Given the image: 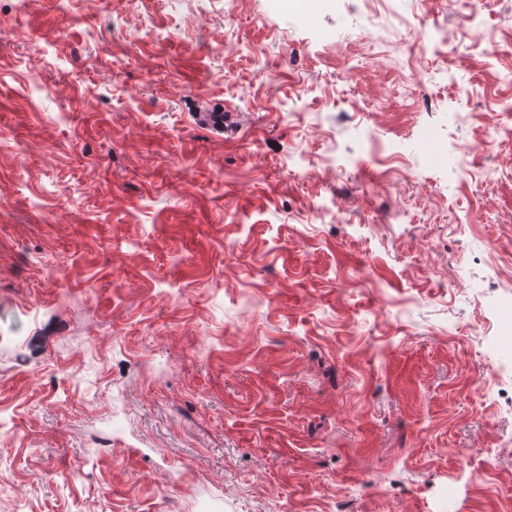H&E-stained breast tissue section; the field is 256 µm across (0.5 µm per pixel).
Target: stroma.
<instances>
[{"label":"stroma","mask_w":512,"mask_h":512,"mask_svg":"<svg viewBox=\"0 0 512 512\" xmlns=\"http://www.w3.org/2000/svg\"><path fill=\"white\" fill-rule=\"evenodd\" d=\"M510 125L512 0H0V512H512Z\"/></svg>","instance_id":"1"}]
</instances>
